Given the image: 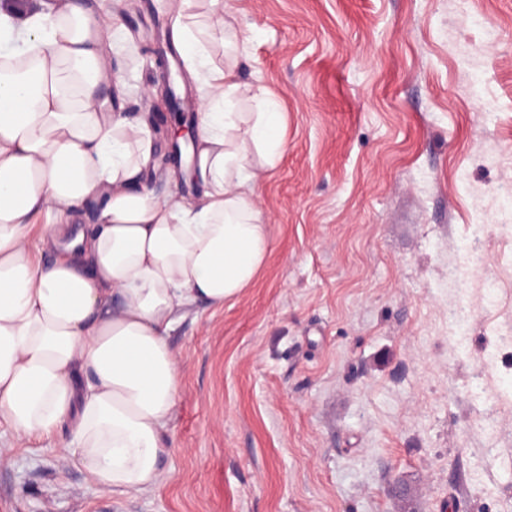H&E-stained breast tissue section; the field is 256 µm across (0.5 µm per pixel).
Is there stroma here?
I'll list each match as a JSON object with an SVG mask.
<instances>
[{
	"label": "stroma",
	"mask_w": 512,
	"mask_h": 512,
	"mask_svg": "<svg viewBox=\"0 0 512 512\" xmlns=\"http://www.w3.org/2000/svg\"><path fill=\"white\" fill-rule=\"evenodd\" d=\"M221 3L233 111H254L261 85L285 114L260 186L267 262L233 305L191 309L170 336L169 479L100 490L64 464V427L12 447L0 512H512V237L497 231L512 223V0ZM180 9L115 11L103 109L144 121L153 187L192 201L199 188L169 178L163 104L142 94ZM476 222L492 226L480 268L463 252ZM460 303L462 330L448 324Z\"/></svg>",
	"instance_id": "obj_1"
}]
</instances>
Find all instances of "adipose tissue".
<instances>
[{
    "instance_id": "adipose-tissue-1",
    "label": "adipose tissue",
    "mask_w": 512,
    "mask_h": 512,
    "mask_svg": "<svg viewBox=\"0 0 512 512\" xmlns=\"http://www.w3.org/2000/svg\"><path fill=\"white\" fill-rule=\"evenodd\" d=\"M218 2L184 0L174 30L203 70L194 202L155 192L147 131L102 109L111 14L90 0L0 9V424L19 441L69 426L68 461L115 494L169 476L181 387L171 332L193 307L235 300L270 252L259 188L282 154L284 115L261 86L257 111H229L241 83L233 63H211L234 31Z\"/></svg>"
}]
</instances>
